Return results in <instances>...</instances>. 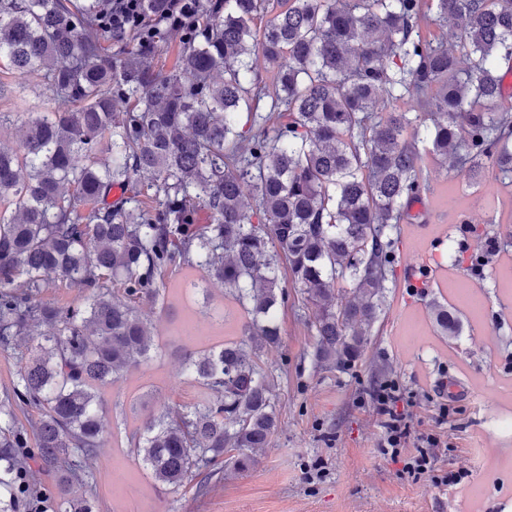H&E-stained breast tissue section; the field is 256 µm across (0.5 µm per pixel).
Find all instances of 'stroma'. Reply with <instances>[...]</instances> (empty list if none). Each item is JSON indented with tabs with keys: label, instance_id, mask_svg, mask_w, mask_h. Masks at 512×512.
Returning a JSON list of instances; mask_svg holds the SVG:
<instances>
[{
	"label": "stroma",
	"instance_id": "35a3bbf8",
	"mask_svg": "<svg viewBox=\"0 0 512 512\" xmlns=\"http://www.w3.org/2000/svg\"><path fill=\"white\" fill-rule=\"evenodd\" d=\"M423 170L429 188L414 220L389 230L397 241V284L387 291L363 356L318 365L312 313L289 290L278 310L282 345L266 356L278 429L269 447L255 450L254 467L243 473L222 467L204 497L194 476L176 487L156 485L127 437L160 405L196 401L199 388L183 373V351L237 338L244 314L223 286L190 290L183 272L169 273L163 302L141 307L161 353L108 390L104 445L82 462L94 479L97 512H512V184L496 181L489 168L472 178L442 159L425 160ZM418 224L430 225V236L417 239ZM489 237L500 253L482 275L449 259L458 244L480 249ZM413 264L432 271L420 292L405 286ZM436 300L461 319L456 338L438 332ZM386 381L412 400L408 448H415L416 435L440 434L435 464L463 473L456 490L412 480L381 454V419L369 392ZM445 402L451 410L442 424L437 413Z\"/></svg>",
	"mask_w": 512,
	"mask_h": 512
}]
</instances>
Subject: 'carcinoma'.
Here are the masks:
<instances>
[{
    "label": "carcinoma",
    "instance_id": "1",
    "mask_svg": "<svg viewBox=\"0 0 512 512\" xmlns=\"http://www.w3.org/2000/svg\"><path fill=\"white\" fill-rule=\"evenodd\" d=\"M198 11L163 74L148 60L155 40L102 54L96 0H0V71L39 78L54 100L20 112L23 139L0 144V347L47 327L4 401L0 512H94L80 458L103 444L105 390L158 353L138 305L160 300L170 271L200 272L192 289L223 284L246 314L238 339L183 354L199 399L144 417L129 438L154 483L197 472L203 496L211 465L250 470L278 427L262 357L282 343L280 261L312 309L316 361H354L395 282L388 227L409 219L423 159L512 181L499 65L512 59V0H206ZM427 20L454 21V45L423 38ZM410 95L406 110L375 111ZM50 273L85 304L45 298ZM348 285L356 304L342 303ZM434 316L459 335L448 307ZM28 411L37 419L18 425ZM36 460L56 469V492L31 482Z\"/></svg>",
    "mask_w": 512,
    "mask_h": 512
}]
</instances>
